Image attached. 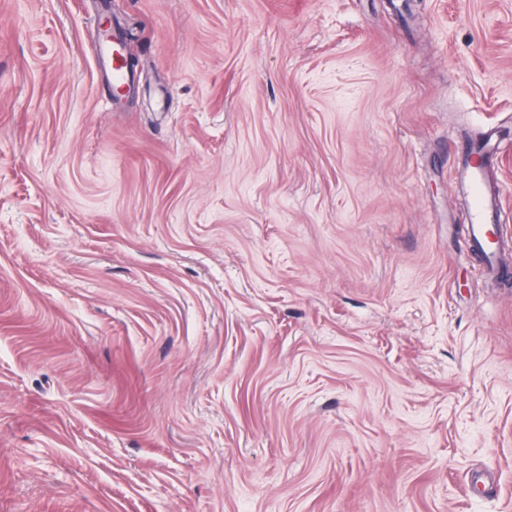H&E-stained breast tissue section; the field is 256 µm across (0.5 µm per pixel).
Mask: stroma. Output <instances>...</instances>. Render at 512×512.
<instances>
[{"label":"stroma","mask_w":512,"mask_h":512,"mask_svg":"<svg viewBox=\"0 0 512 512\" xmlns=\"http://www.w3.org/2000/svg\"><path fill=\"white\" fill-rule=\"evenodd\" d=\"M490 130L512 0H0V512H512ZM483 143L482 148L475 143L460 147L461 154L468 156V162L462 170H457L455 179L461 181L469 195V245L483 256L484 275L489 278L509 277L510 274L512 276V266L504 258L498 243L491 239L493 225L501 212L502 195L499 188L489 186L485 169L476 160L478 155H491L494 149L499 148V144H493L491 136L483 140ZM470 150H477L481 154L471 153Z\"/></svg>","instance_id":"stroma-1"}]
</instances>
